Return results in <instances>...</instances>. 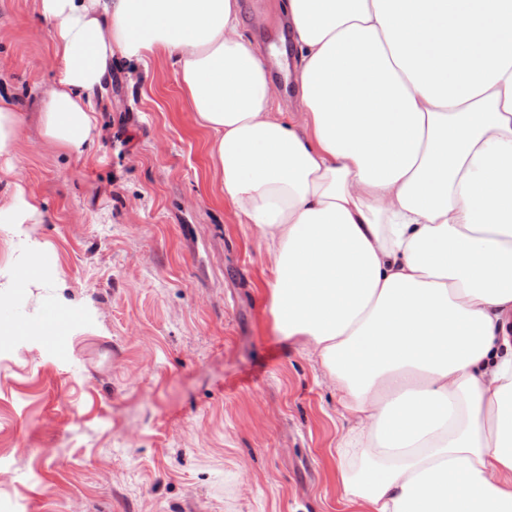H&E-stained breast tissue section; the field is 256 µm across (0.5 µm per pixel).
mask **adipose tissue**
<instances>
[{"label": "adipose tissue", "instance_id": "1", "mask_svg": "<svg viewBox=\"0 0 512 512\" xmlns=\"http://www.w3.org/2000/svg\"><path fill=\"white\" fill-rule=\"evenodd\" d=\"M36 2L60 65L49 146L85 153L113 59L172 57L266 250L272 326L349 423L342 501L512 512V0H282L293 52L270 60L240 0ZM39 213L22 182L0 194V224Z\"/></svg>", "mask_w": 512, "mask_h": 512}]
</instances>
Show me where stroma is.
<instances>
[{
    "instance_id": "obj_1",
    "label": "stroma",
    "mask_w": 512,
    "mask_h": 512,
    "mask_svg": "<svg viewBox=\"0 0 512 512\" xmlns=\"http://www.w3.org/2000/svg\"><path fill=\"white\" fill-rule=\"evenodd\" d=\"M55 25L0 0V96L24 112L0 188L37 194L0 227V512H360L339 495L348 427L319 365L277 336L266 253L219 191L169 57L93 101L90 155L48 146ZM40 287L21 277L32 250ZM71 315L49 346L43 312ZM0 194V224L21 229L23 224L39 223L40 201L27 185L16 181Z\"/></svg>"
}]
</instances>
